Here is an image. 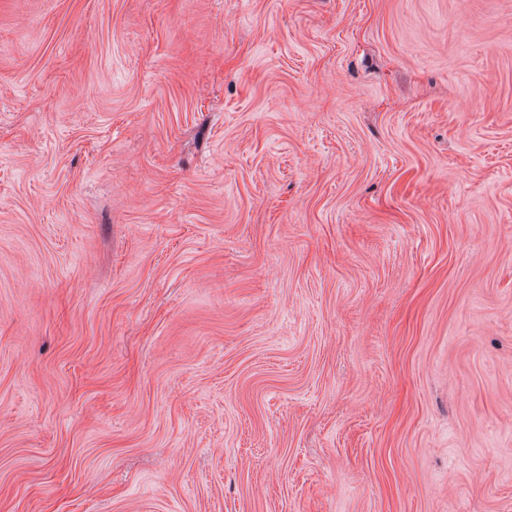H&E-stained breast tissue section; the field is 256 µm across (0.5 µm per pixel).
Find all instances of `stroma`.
<instances>
[{"mask_svg": "<svg viewBox=\"0 0 512 512\" xmlns=\"http://www.w3.org/2000/svg\"><path fill=\"white\" fill-rule=\"evenodd\" d=\"M0 512H512V0H0Z\"/></svg>", "mask_w": 512, "mask_h": 512, "instance_id": "35a3bbf8", "label": "stroma"}]
</instances>
